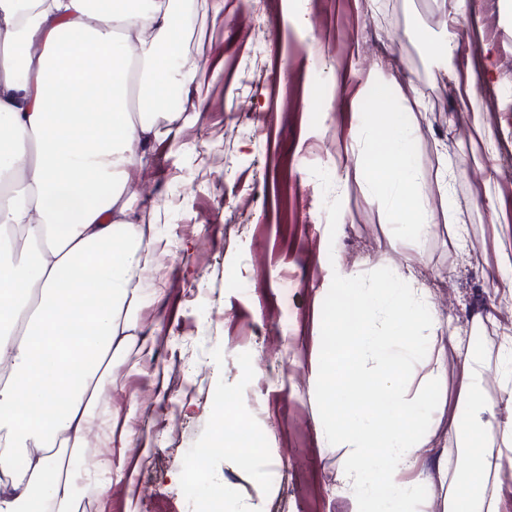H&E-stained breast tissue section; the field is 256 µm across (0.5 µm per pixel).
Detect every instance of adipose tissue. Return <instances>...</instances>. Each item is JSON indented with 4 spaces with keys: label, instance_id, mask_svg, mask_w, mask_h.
Instances as JSON below:
<instances>
[{
    "label": "adipose tissue",
    "instance_id": "adipose-tissue-1",
    "mask_svg": "<svg viewBox=\"0 0 512 512\" xmlns=\"http://www.w3.org/2000/svg\"><path fill=\"white\" fill-rule=\"evenodd\" d=\"M183 17L174 0H0V512H75L77 491L98 485L82 464L84 433L101 414V395L133 342V281L154 249L128 195L130 175L170 135L155 112L135 110L131 61L148 71L143 87L199 85L181 53ZM388 131L371 188L388 205L392 247L419 256L431 226L414 166V115L368 114ZM349 310L330 317L331 343L313 383L332 399L342 448L338 477L363 503L411 512L428 478L429 442L418 425L432 403L409 397L405 379L437 382L444 367L435 338L416 328L426 289L357 288ZM451 342L460 397L469 412L448 434L463 459L441 462L445 512H501V459L512 447V411L487 429L472 347Z\"/></svg>",
    "mask_w": 512,
    "mask_h": 512
}]
</instances>
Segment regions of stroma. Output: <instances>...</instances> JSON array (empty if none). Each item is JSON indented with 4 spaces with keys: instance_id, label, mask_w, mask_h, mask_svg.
Returning a JSON list of instances; mask_svg holds the SVG:
<instances>
[{
    "instance_id": "obj_1",
    "label": "stroma",
    "mask_w": 512,
    "mask_h": 512,
    "mask_svg": "<svg viewBox=\"0 0 512 512\" xmlns=\"http://www.w3.org/2000/svg\"><path fill=\"white\" fill-rule=\"evenodd\" d=\"M176 6L206 80L199 92L168 87L187 107L180 137L154 142L149 169L130 184L161 244L139 272L134 333L150 351L130 350L105 395L107 428L91 431L94 452L126 475L92 492V512H205L206 486L220 484L233 492L227 512H358L337 479L342 451L323 435L331 407L310 372L334 287L397 285L390 213L354 168L357 115L378 109L357 100L356 75L378 69L392 108L405 109L407 84L426 105L413 151L432 229L412 274L429 289L445 356L427 392L444 400L445 418L421 423L432 475L450 445L448 417L467 411L452 332L484 336L473 363L484 418L505 411L495 364L512 335V313L500 312L512 304V269L498 263L512 252V182L500 176L512 164V13L500 0H464L453 24L442 0H224L219 15L212 0ZM448 32L459 44L453 80L427 50ZM473 72L485 75L474 99L481 132L463 101ZM245 106L260 125L239 121ZM443 158L454 170L444 195ZM224 405L263 440L248 465L213 440Z\"/></svg>"
}]
</instances>
